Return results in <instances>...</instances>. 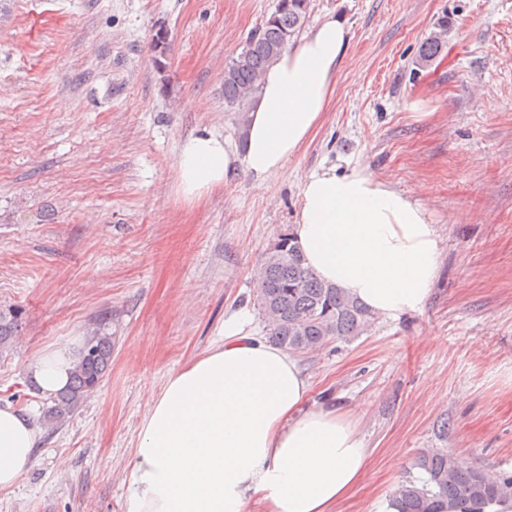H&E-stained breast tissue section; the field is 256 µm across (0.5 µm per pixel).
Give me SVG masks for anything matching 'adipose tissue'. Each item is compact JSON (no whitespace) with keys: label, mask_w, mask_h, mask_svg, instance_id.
Here are the masks:
<instances>
[{"label":"adipose tissue","mask_w":512,"mask_h":512,"mask_svg":"<svg viewBox=\"0 0 512 512\" xmlns=\"http://www.w3.org/2000/svg\"><path fill=\"white\" fill-rule=\"evenodd\" d=\"M349 44L330 17L289 43L266 71L243 143L197 137L184 147L176 182L195 198L236 168L262 179L285 172L319 126ZM294 237L321 280L342 288L378 318L422 310L438 274L437 230L425 209L358 168L306 177ZM252 315L235 310L224 340L170 375L138 435L125 512H334L356 485L370 450L335 410L305 408L310 382L287 349L253 336ZM75 354L68 344L38 354L33 377L44 394L65 388ZM40 430L0 405V489L32 466Z\"/></svg>","instance_id":"ef3b65f1"}]
</instances>
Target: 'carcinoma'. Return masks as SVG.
<instances>
[{"mask_svg":"<svg viewBox=\"0 0 512 512\" xmlns=\"http://www.w3.org/2000/svg\"><path fill=\"white\" fill-rule=\"evenodd\" d=\"M310 0H277L276 8L251 32L242 51L224 67V102L238 112L237 126L244 131L249 105L255 99L266 69L286 50L302 29ZM448 34V21L438 23V32L419 51L418 64L430 65L441 53ZM255 302L261 311L271 341L291 352H315L334 338L351 341L374 320L365 306L341 289L314 276L288 234L261 258L254 270ZM18 312L0 311V351L13 345ZM112 363V335L95 331L81 348L69 385L51 398L44 424L52 428L74 413L98 386ZM423 478L407 477L393 497L401 512H440L443 503L458 501L481 505L495 498L512 496V475H490L463 469L447 452L430 448L417 459Z\"/></svg>","mask_w":512,"mask_h":512,"instance_id":"obj_1","label":"carcinoma"}]
</instances>
